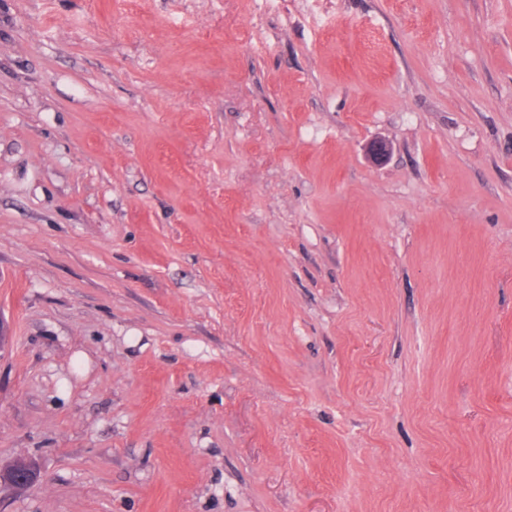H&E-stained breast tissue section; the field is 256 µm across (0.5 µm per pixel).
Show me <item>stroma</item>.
Returning <instances> with one entry per match:
<instances>
[{"label":"stroma","mask_w":512,"mask_h":512,"mask_svg":"<svg viewBox=\"0 0 512 512\" xmlns=\"http://www.w3.org/2000/svg\"><path fill=\"white\" fill-rule=\"evenodd\" d=\"M0 320V512H512V0H0ZM38 477L39 468L34 461L18 459L6 467H0V488L7 485L15 491H23Z\"/></svg>","instance_id":"1"}]
</instances>
